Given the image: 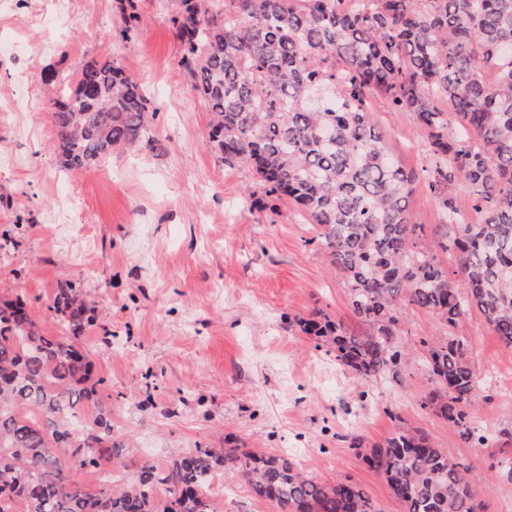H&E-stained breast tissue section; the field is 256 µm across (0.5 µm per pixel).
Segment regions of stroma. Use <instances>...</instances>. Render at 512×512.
<instances>
[{"label": "stroma", "instance_id": "stroma-1", "mask_svg": "<svg viewBox=\"0 0 512 512\" xmlns=\"http://www.w3.org/2000/svg\"><path fill=\"white\" fill-rule=\"evenodd\" d=\"M179 0H5L0 5V297L21 298L46 332L47 306L65 281L100 314L83 342L101 398L123 432V471L162 465L186 449L242 448L291 457L310 476L358 483L380 512H402L387 484L349 448L347 436L379 442L392 416L449 449L481 488L483 512H512V483L482 461L512 456V350L479 311L457 326L489 402L470 408L484 447L464 443L420 399L435 382L421 361L399 382H359L292 321L319 308L357 321L343 281L330 270L316 225L281 203L252 204L249 165L229 168L207 144L211 114L190 89L172 18ZM117 59L150 97V143L114 151L96 166L64 172L48 76ZM369 107L401 164L427 163L409 112L381 95ZM410 209L423 246L440 263L439 210L424 186ZM218 512H273L232 470L216 475Z\"/></svg>", "mask_w": 512, "mask_h": 512}]
</instances>
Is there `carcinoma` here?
<instances>
[{"instance_id": "1", "label": "carcinoma", "mask_w": 512, "mask_h": 512, "mask_svg": "<svg viewBox=\"0 0 512 512\" xmlns=\"http://www.w3.org/2000/svg\"><path fill=\"white\" fill-rule=\"evenodd\" d=\"M173 25L191 89L212 115L210 148L228 167L251 165L265 197L291 201L319 227L360 330L321 310L296 325L362 382H397L424 352L436 387L420 408L484 444L469 415L480 379L454 330L476 308L512 349V0H180ZM73 75L55 84L64 169L144 140L159 146L150 100L117 61L86 62ZM376 90L412 113L427 140V187L452 272L420 245L424 225L408 209L419 175L388 149L367 106ZM459 178L473 189L468 202L448 194ZM407 308L436 315L444 334L400 345ZM47 311L55 335L23 300L0 302V512H217L205 487L223 468L275 512H379L351 480L329 483L289 458L239 448L197 446L164 465L143 461L130 485L105 473L86 488L76 476L100 469V450L115 464L125 450L81 342L96 307L66 281ZM394 421L380 442H348L403 512H481L480 491L452 454ZM487 467L512 482V457Z\"/></svg>"}]
</instances>
